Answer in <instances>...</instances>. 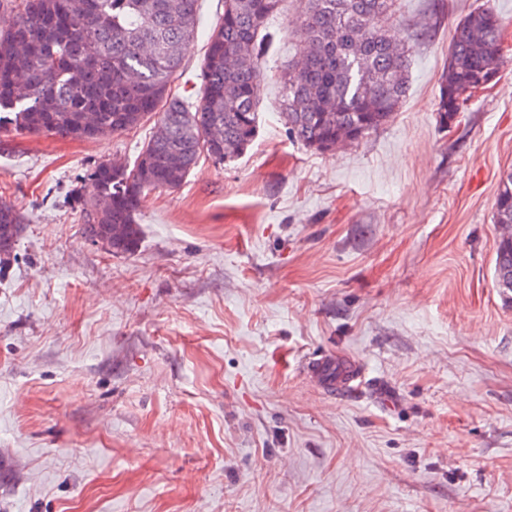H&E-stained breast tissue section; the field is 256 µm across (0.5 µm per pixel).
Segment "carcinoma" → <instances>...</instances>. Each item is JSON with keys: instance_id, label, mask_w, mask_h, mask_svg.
<instances>
[{"instance_id": "1", "label": "carcinoma", "mask_w": 512, "mask_h": 512, "mask_svg": "<svg viewBox=\"0 0 512 512\" xmlns=\"http://www.w3.org/2000/svg\"><path fill=\"white\" fill-rule=\"evenodd\" d=\"M200 0H0L15 13L0 32V132L93 139L121 134L154 117L166 130L149 139L133 165L102 161L78 191L85 238L124 224L110 253L132 255L141 240L143 194L179 187L205 154L216 164L237 158L258 131L260 69L276 37L271 23L283 0H224L210 30L196 99L173 90L197 40ZM398 0H309L301 24L303 65L277 81L280 117L308 149L336 150L387 124L408 95L412 50L388 34ZM502 21L490 7L455 26L437 112L459 110L458 90L489 70L500 71ZM250 49L238 65L227 56ZM217 126L221 143L206 134ZM497 224H512V169L500 176ZM22 232L17 210L0 202V225ZM495 283L512 286V237L496 250Z\"/></svg>"}]
</instances>
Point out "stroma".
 <instances>
[{
    "instance_id": "1",
    "label": "stroma",
    "mask_w": 512,
    "mask_h": 512,
    "mask_svg": "<svg viewBox=\"0 0 512 512\" xmlns=\"http://www.w3.org/2000/svg\"><path fill=\"white\" fill-rule=\"evenodd\" d=\"M482 5L503 20V65L444 124L452 31ZM305 10L282 4L252 146L146 193L132 255L89 244L72 190L97 162L134 163L154 121L0 133V201L24 220L0 273V512H512L493 219L512 168V0H403L406 101L326 153L279 117ZM321 354L359 363L358 387L311 383L302 361Z\"/></svg>"
}]
</instances>
